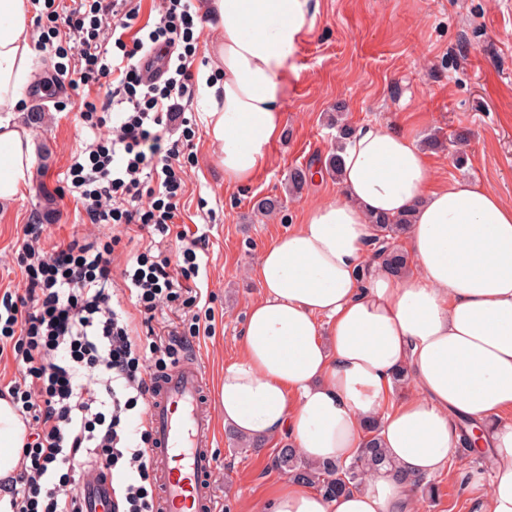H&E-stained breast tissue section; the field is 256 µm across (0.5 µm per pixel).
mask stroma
<instances>
[{"instance_id":"stroma-1","label":"stroma","mask_w":512,"mask_h":512,"mask_svg":"<svg viewBox=\"0 0 512 512\" xmlns=\"http://www.w3.org/2000/svg\"><path fill=\"white\" fill-rule=\"evenodd\" d=\"M313 28L293 58L284 127L272 142L267 166L243 188L224 185V170L210 153L205 124L195 125L193 158L186 167L179 221L200 236L202 291L198 312L211 317V332L193 337L205 366V392L215 428L213 452L219 512H250L284 475L272 460L286 438L251 450L239 448L224 425L219 387L224 364L238 354L246 312L258 296L256 270L263 249L300 222L311 205L333 197L336 178L326 164L336 130L328 118L347 106L351 128L384 123L424 143L439 180H467L512 201V0H318ZM74 57L36 52L25 85V104L14 120L35 144L32 177L23 198L0 206V290L23 291L17 263L26 225L45 227L47 245L95 232L73 198L60 195L73 157L93 142L78 117L82 99L105 101L112 86L101 79L70 89L57 103L32 106L36 87L52 90L60 66ZM313 173L297 195H286L291 169ZM285 195L284 211L255 214L254 198ZM488 471V462L456 451L434 476V498L417 497L419 512H469L460 461Z\"/></svg>"}]
</instances>
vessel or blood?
Here are the masks:
<instances>
[{
    "mask_svg": "<svg viewBox=\"0 0 512 512\" xmlns=\"http://www.w3.org/2000/svg\"><path fill=\"white\" fill-rule=\"evenodd\" d=\"M204 375L201 360L188 353L150 386L148 457L157 484V512H216L214 427L203 396ZM78 494L83 512H112L111 473L86 477Z\"/></svg>",
    "mask_w": 512,
    "mask_h": 512,
    "instance_id": "vessel-or-blood-1",
    "label": "vessel or blood"
}]
</instances>
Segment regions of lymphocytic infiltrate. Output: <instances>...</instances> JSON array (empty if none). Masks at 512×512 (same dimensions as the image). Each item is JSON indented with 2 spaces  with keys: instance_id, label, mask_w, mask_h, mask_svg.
I'll use <instances>...</instances> for the list:
<instances>
[{
  "instance_id": "1",
  "label": "lymphocytic infiltrate",
  "mask_w": 512,
  "mask_h": 512,
  "mask_svg": "<svg viewBox=\"0 0 512 512\" xmlns=\"http://www.w3.org/2000/svg\"><path fill=\"white\" fill-rule=\"evenodd\" d=\"M44 7L51 24L67 29L78 57L60 68V77L73 87L107 77L114 83L123 118L110 123L107 107L82 102L80 118L96 140L87 162L70 166L66 190L89 223L147 234L122 279L148 330L139 334L114 300L112 254L120 236H76L47 251L42 228L26 226L18 258L25 291L0 293V354L10 353L17 366L8 397L26 441L20 472L0 486V500H7V512H82L78 476L107 470L119 478L118 512H155L148 422L140 420L134 445L127 419L157 374L178 362L181 334L152 329L156 312L192 310L201 297L191 284L200 271V241L176 227L181 159L192 132L184 102L194 94V18L190 0H163L144 31L135 27L139 0H76L64 13L56 0H44ZM113 47L118 56H110ZM155 49L165 54L168 77L147 84L141 61Z\"/></svg>"
}]
</instances>
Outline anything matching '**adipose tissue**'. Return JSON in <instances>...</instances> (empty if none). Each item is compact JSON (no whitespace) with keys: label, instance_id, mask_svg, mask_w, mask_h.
Wrapping results in <instances>:
<instances>
[{"label":"adipose tissue","instance_id":"adipose-tissue-1","mask_svg":"<svg viewBox=\"0 0 512 512\" xmlns=\"http://www.w3.org/2000/svg\"><path fill=\"white\" fill-rule=\"evenodd\" d=\"M29 0H0V205L23 197L34 143L12 123L32 72ZM216 36L197 81L226 187L247 185L279 137L293 55L314 0H203ZM333 198L261 253L260 294L239 354L224 365L225 426L268 441L289 436L309 462L350 461L368 424L391 470L328 497L286 477L260 512H414L412 481L446 470L456 421L484 429L489 472L469 471L471 512H512V202L476 182L435 185L415 140L375 123L340 153ZM411 215L412 264L391 275L369 255L375 216ZM407 371L413 395L397 397ZM25 427L0 399V477L20 467Z\"/></svg>","mask_w":512,"mask_h":512}]
</instances>
